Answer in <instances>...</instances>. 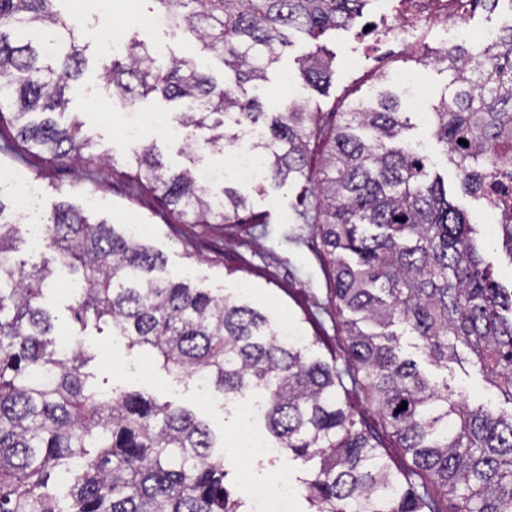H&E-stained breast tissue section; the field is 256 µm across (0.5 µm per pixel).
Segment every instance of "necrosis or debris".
<instances>
[{"label":"necrosis or debris","instance_id":"necrosis-or-debris-1","mask_svg":"<svg viewBox=\"0 0 512 512\" xmlns=\"http://www.w3.org/2000/svg\"><path fill=\"white\" fill-rule=\"evenodd\" d=\"M479 0H370L373 22L365 31L362 45L372 48L386 43L399 45L415 63L414 69L396 72L413 108L421 118H429L428 91L415 69L443 60L449 49L474 41L485 47L496 42L501 32L488 27L472 32L469 20ZM234 405L239 420L238 444L244 458L277 457L281 448L268 445L252 430V422L260 414L263 402L257 396H241Z\"/></svg>","mask_w":512,"mask_h":512}]
</instances>
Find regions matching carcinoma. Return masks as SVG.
<instances>
[{
	"instance_id": "obj_1",
	"label": "carcinoma",
	"mask_w": 512,
	"mask_h": 512,
	"mask_svg": "<svg viewBox=\"0 0 512 512\" xmlns=\"http://www.w3.org/2000/svg\"><path fill=\"white\" fill-rule=\"evenodd\" d=\"M56 0H0V140L19 156L38 152L90 176L105 159L86 152L82 124L62 126L67 90L89 45ZM157 12L224 62L218 85L194 57L166 62L132 38L101 61L109 97L177 102L182 127L223 147L266 125L250 148L282 186L314 182L313 221L331 257L334 298L348 311L351 381L375 405L410 463L393 469L375 436L341 400L342 373L287 342L269 316L166 276V260L128 225L92 223L60 203L47 217L50 257L16 261L15 220L0 199V512H247L234 498L210 429L189 410L138 392L98 390L79 348H50L55 317L39 302L60 263L78 276L74 320L112 328L128 348L148 347L161 367L203 374L233 399L263 396L269 431L301 461L309 512H512V413L472 406L433 384L403 356L401 325L438 368L459 348L512 405V295L494 280L477 230L448 190L415 159L409 118L396 97L342 113L330 128L304 107L265 112L237 88L266 79L297 35L316 41L361 14L364 0H151ZM458 89L433 112L464 187L483 198L486 180L512 161V28L474 58L448 53ZM322 47L299 62L304 85L332 79ZM463 139L464 146L458 143ZM326 142L318 173L310 141ZM137 178L187 224H223L246 200L194 169L166 167L152 145L135 151ZM512 256V205L497 225ZM406 409H400L401 403Z\"/></svg>"
}]
</instances>
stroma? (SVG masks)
<instances>
[{
    "mask_svg": "<svg viewBox=\"0 0 512 512\" xmlns=\"http://www.w3.org/2000/svg\"><path fill=\"white\" fill-rule=\"evenodd\" d=\"M116 3L117 0H59L57 5L58 10L73 14L92 49L83 77L68 92L69 108L58 121L65 125L71 118H78L83 124L82 134L89 141V152L108 157V165L87 179L70 167L46 162L40 154L17 160L0 152V172L6 174L5 179H0V197L10 206H17L20 190L28 187L35 192L36 210L41 215L65 202L94 221L145 225L149 244L163 254L173 276L208 289L216 297L230 296L249 303L276 322L288 323L309 342L313 355L337 369H345V332L333 298L332 267L314 224L304 215V200L311 194L307 183L290 181L278 187L263 173L250 180L226 175V186L245 197L248 212L260 215L257 224L177 225L157 197L140 188L133 160L139 145L154 144L166 166L174 169L196 166L219 171L224 167L225 151L233 144L225 142L220 150L204 147L201 134H187L175 121L179 109L176 103L150 97L127 107L110 99L100 63L107 54L98 41L100 26H120L126 33L137 34L148 45L164 48L172 55L199 58L219 83L224 80V63L219 56L201 53L199 45L181 30L149 24L148 0H132L131 7L122 11L117 10ZM319 43L334 63L335 73L328 87L316 91L297 80L298 61L311 49L309 41L299 36L282 50L266 80L245 84L241 97L257 100L267 112H278L297 102L329 124L353 102L370 104L387 92L401 98L402 111H410L403 87L392 78L395 70L412 66L408 54L399 47L372 49L368 57L355 62L350 58L342 30L327 31ZM406 139L428 143L431 173L443 177L449 201L470 214L479 231L477 239L484 259L497 279L511 288L512 255L503 247L495 228L482 223L483 204L464 192L443 145L433 139L429 126L416 120ZM69 279L66 269L57 268L41 303L61 318L52 335L55 347L81 348L88 358L86 370L96 382L105 383L111 390H136L193 411L223 442L224 468L234 478L236 497L244 503H251L258 489L272 487L279 473H289L295 479L302 477L301 463L287 452L272 462L242 465L236 447V415L226 414L219 403L201 406L194 381L177 379L157 365L147 366V353L129 351L126 339L113 335L110 329L101 330L92 323L83 327L69 320L67 308L72 298L61 292ZM424 371L433 381H448L463 392L468 402H488L499 408L505 405L499 392L469 364L452 363L445 369L428 365ZM341 397L352 408L358 425L378 436L393 466H403L401 451L394 448L365 392L349 384Z\"/></svg>",
    "mask_w": 512,
    "mask_h": 512,
    "instance_id": "35a3bbf8",
    "label": "stroma"
}]
</instances>
